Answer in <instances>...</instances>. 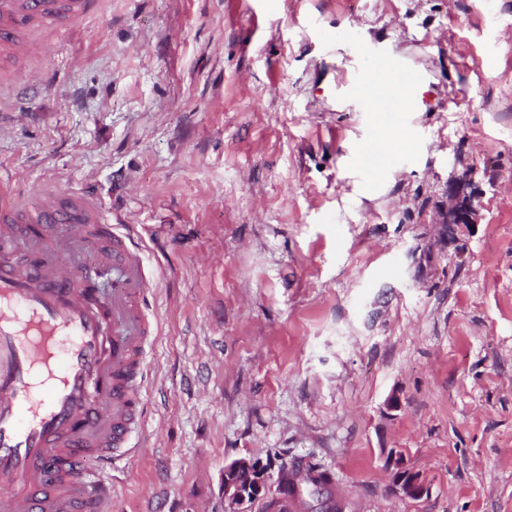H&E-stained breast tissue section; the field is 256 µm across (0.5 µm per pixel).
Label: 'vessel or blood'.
<instances>
[{
	"label": "vessel or blood",
	"instance_id": "1",
	"mask_svg": "<svg viewBox=\"0 0 512 512\" xmlns=\"http://www.w3.org/2000/svg\"><path fill=\"white\" fill-rule=\"evenodd\" d=\"M93 0H0V73L41 80L38 33L74 29ZM100 240L95 278L78 283L61 242ZM34 242L39 259L18 260ZM155 281L142 249L91 197L20 194L0 172V512H107L85 469L125 458L143 414V296Z\"/></svg>",
	"mask_w": 512,
	"mask_h": 512
}]
</instances>
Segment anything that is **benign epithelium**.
<instances>
[{"instance_id": "benign-epithelium-1", "label": "benign epithelium", "mask_w": 512, "mask_h": 512, "mask_svg": "<svg viewBox=\"0 0 512 512\" xmlns=\"http://www.w3.org/2000/svg\"><path fill=\"white\" fill-rule=\"evenodd\" d=\"M476 217L477 209L468 199L455 201L448 211L450 224H474ZM394 487L413 499L421 497L426 490L423 481L402 471L395 475ZM222 495L224 512H248L254 502H267L277 496V482L273 480L271 468L241 458L224 466Z\"/></svg>"}]
</instances>
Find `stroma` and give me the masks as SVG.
Returning <instances> with one entry per match:
<instances>
[{"label": "stroma", "instance_id": "obj_1", "mask_svg": "<svg viewBox=\"0 0 512 512\" xmlns=\"http://www.w3.org/2000/svg\"><path fill=\"white\" fill-rule=\"evenodd\" d=\"M76 28L0 96V168L98 199L157 273L112 512H223L239 458L329 471L343 512H512V0H94ZM377 55L418 81L394 121L357 92ZM476 217L477 209L468 199H456L448 211L449 224H474ZM394 487L398 492L413 499L420 498L426 490L423 481L411 475L410 472L404 474L403 470L400 471L399 474H395Z\"/></svg>", "mask_w": 512, "mask_h": 512}]
</instances>
